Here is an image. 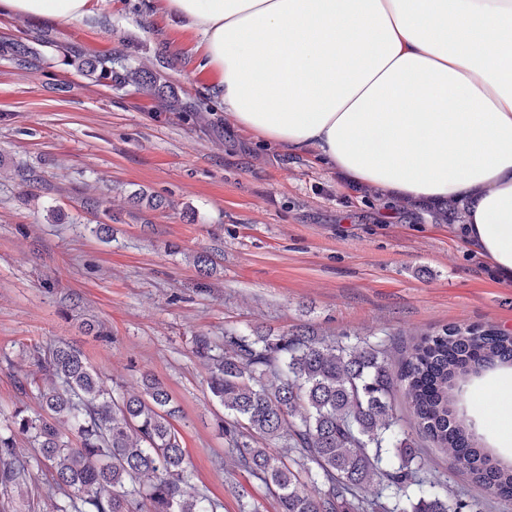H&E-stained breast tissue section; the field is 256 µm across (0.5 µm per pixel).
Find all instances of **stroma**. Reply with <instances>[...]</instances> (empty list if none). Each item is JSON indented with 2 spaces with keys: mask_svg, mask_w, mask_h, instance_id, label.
Masks as SVG:
<instances>
[{
  "mask_svg": "<svg viewBox=\"0 0 512 512\" xmlns=\"http://www.w3.org/2000/svg\"><path fill=\"white\" fill-rule=\"evenodd\" d=\"M94 10L71 24L0 17V42L34 40L41 56L21 70L0 52V429L17 408L41 411L37 388L50 379L32 345L66 342L106 387L137 393L147 374L165 385L194 491L221 512L243 499L278 512L225 450L224 409L194 336L220 345L228 331L309 329L407 344L449 326L512 332V282L455 233L461 210L410 209L348 186L313 152L238 129L199 66L197 33L162 0H94ZM74 47L152 67L196 111L95 82L69 65ZM139 192L162 206L133 205ZM466 399L487 446L512 458V374L487 375ZM418 446L456 494L476 495L448 450ZM17 447L31 477L0 497V512H54L38 449L23 437Z\"/></svg>",
  "mask_w": 512,
  "mask_h": 512,
  "instance_id": "obj_1",
  "label": "stroma"
}]
</instances>
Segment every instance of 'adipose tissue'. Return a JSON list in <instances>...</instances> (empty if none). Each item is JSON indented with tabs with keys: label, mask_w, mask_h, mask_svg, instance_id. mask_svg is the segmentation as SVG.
Returning <instances> with one entry per match:
<instances>
[{
	"label": "adipose tissue",
	"mask_w": 512,
	"mask_h": 512,
	"mask_svg": "<svg viewBox=\"0 0 512 512\" xmlns=\"http://www.w3.org/2000/svg\"><path fill=\"white\" fill-rule=\"evenodd\" d=\"M201 39L233 123L354 186L465 201L462 224L512 281V0H164ZM93 0H0L80 22Z\"/></svg>",
	"instance_id": "ef3b65f1"
}]
</instances>
